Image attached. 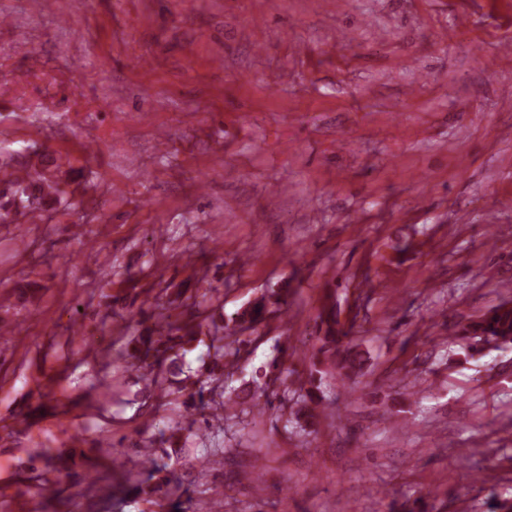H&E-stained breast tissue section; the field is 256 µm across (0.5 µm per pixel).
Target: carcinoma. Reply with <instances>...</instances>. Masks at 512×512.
Returning <instances> with one entry per match:
<instances>
[{"mask_svg": "<svg viewBox=\"0 0 512 512\" xmlns=\"http://www.w3.org/2000/svg\"><path fill=\"white\" fill-rule=\"evenodd\" d=\"M1 180L0 221L10 218L12 207L27 204L30 211L51 205L65 193L67 181L63 179L59 165L47 155L38 159L37 167L29 170L15 167L10 156L0 157ZM287 291L281 290L262 296L254 303L241 308L235 316L221 324L202 318V313L192 307L172 312L158 305V322L155 328L135 339L130 355L131 365L144 372V376L157 392L165 398L172 386L185 397L184 413L168 423V431L175 435L196 423V417L220 421L222 411L241 405L237 389L227 384L233 373L226 361L229 356L238 357L247 352L249 345L260 338V329L273 315L287 313ZM321 347L311 355L292 342L278 350V355L267 364L268 372L278 370L281 359L288 354H302L309 358V374L306 383L294 390L285 389L265 395V401H255L250 409L262 413L276 410V419L284 425H313L326 409L327 398L322 387L324 367L332 368L336 378L343 383H356L362 376L363 352L352 344L351 328L339 320L336 307L326 308L319 316ZM211 337L201 372L186 371L179 363L176 347L198 340L201 334ZM472 356L487 347L502 348L512 345V308L500 305L481 320L469 325Z\"/></svg>", "mask_w": 512, "mask_h": 512, "instance_id": "carcinoma-1", "label": "carcinoma"}]
</instances>
